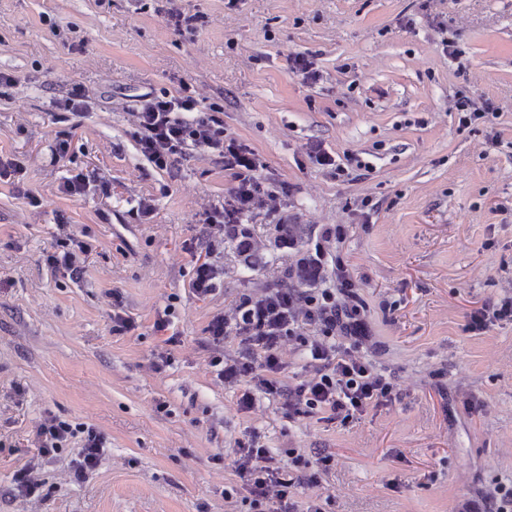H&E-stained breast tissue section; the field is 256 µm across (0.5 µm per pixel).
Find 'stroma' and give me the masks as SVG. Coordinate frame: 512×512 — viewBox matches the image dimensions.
<instances>
[{"label": "stroma", "mask_w": 512, "mask_h": 512, "mask_svg": "<svg viewBox=\"0 0 512 512\" xmlns=\"http://www.w3.org/2000/svg\"><path fill=\"white\" fill-rule=\"evenodd\" d=\"M179 4L203 13L195 32L176 31L161 0H0V71L14 78L0 88V155L23 168L19 185L0 182V512H254L234 465L253 438L283 468L292 448L333 453L319 486L295 489L298 512H459L493 495L512 482V324L466 325L512 297V0ZM297 52L317 54L316 85L290 74ZM183 83L260 163L256 270L203 222L233 186L217 157L196 148L162 171L139 150L135 110ZM76 86L84 110L59 109ZM460 92L493 97L496 119L459 126ZM314 141L364 168L318 165ZM80 172L95 186L65 195ZM279 224L297 225L294 248L278 247ZM322 224L344 229L326 266L347 268L375 365L403 399L345 426L288 417L261 394L239 411L240 387L211 365L237 345H214L208 325L242 289L280 281ZM67 233L91 245L77 279L45 263ZM205 259L224 280L202 298L191 283ZM117 298L135 331H113ZM48 419L104 437L85 479L78 439L40 458ZM34 459L29 498L15 478Z\"/></svg>", "instance_id": "35a3bbf8"}]
</instances>
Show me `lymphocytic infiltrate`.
I'll return each mask as SVG.
<instances>
[{"mask_svg": "<svg viewBox=\"0 0 512 512\" xmlns=\"http://www.w3.org/2000/svg\"><path fill=\"white\" fill-rule=\"evenodd\" d=\"M135 117L142 131L140 149L156 168L168 169L189 148L203 147L231 171L234 186L223 205L208 212L206 221L236 242L241 255H249L252 242L244 219L263 192L249 146L225 139L223 120L205 111L186 85L176 93L149 98ZM290 273L291 282L242 294L231 315L216 317L208 326L214 343L230 337L238 342L237 357H219L214 364L226 383L249 384V391L238 400L240 410H250L253 395L259 392L278 400L288 414L315 410L325 420L346 423L369 409L399 401L401 393L393 377L378 372L359 353L368 338V325L346 269L326 271L324 254L318 250L299 259ZM288 341L303 352L309 375L287 388L280 376L286 368L282 348ZM74 437L81 440L74 465L79 479L97 467L104 448L93 426L50 419L38 426L35 442L40 455L48 456ZM331 461L328 454L313 461L294 456L291 465L296 476L287 479L268 449L251 444L240 448L235 469L259 512H295L291 487L297 482L318 485Z\"/></svg>", "mask_w": 512, "mask_h": 512, "instance_id": "lymphocytic-infiltrate-1", "label": "lymphocytic infiltrate"}]
</instances>
